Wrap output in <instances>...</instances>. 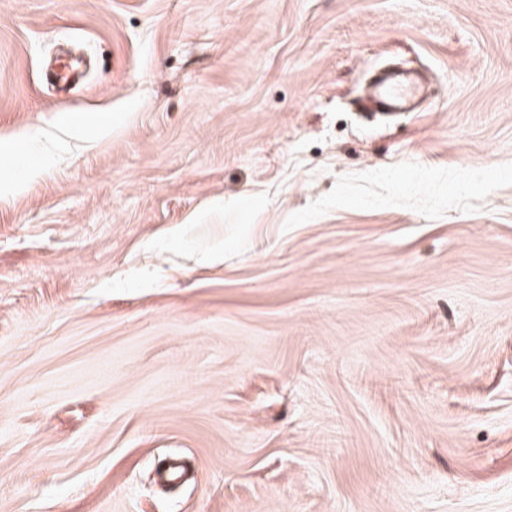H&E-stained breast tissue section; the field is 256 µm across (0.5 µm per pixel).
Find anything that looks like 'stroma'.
<instances>
[{"instance_id":"stroma-1","label":"stroma","mask_w":512,"mask_h":512,"mask_svg":"<svg viewBox=\"0 0 512 512\" xmlns=\"http://www.w3.org/2000/svg\"><path fill=\"white\" fill-rule=\"evenodd\" d=\"M389 63L432 83L367 121ZM38 131L0 512H512V0H0V142Z\"/></svg>"}]
</instances>
